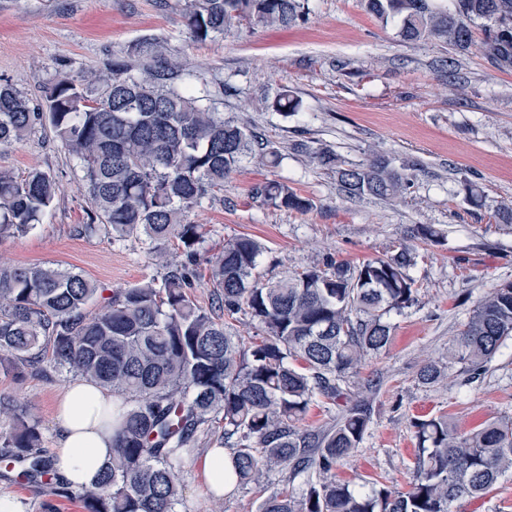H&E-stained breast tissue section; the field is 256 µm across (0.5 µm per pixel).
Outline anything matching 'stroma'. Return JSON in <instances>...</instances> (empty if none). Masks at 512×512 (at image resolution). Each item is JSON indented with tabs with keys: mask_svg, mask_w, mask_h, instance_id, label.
<instances>
[{
	"mask_svg": "<svg viewBox=\"0 0 512 512\" xmlns=\"http://www.w3.org/2000/svg\"><path fill=\"white\" fill-rule=\"evenodd\" d=\"M310 7L307 20L287 28L244 26L198 43L187 30L183 0H22L18 7L0 0V79L36 98L55 75L77 80L133 44L158 42L183 69L223 86L225 116L278 147L281 166L243 161L222 191L188 215L204 227L191 293L203 308L213 303L211 262L239 236L265 245L261 266L279 277L328 258L357 265L384 257L417 224L443 230L441 243L416 245L409 274L417 301L391 315L389 347L350 380L354 398L366 383L377 388L363 442L336 468L337 480L404 492L418 448L413 419L445 414L469 430L512 417V344L472 381L459 375L453 385L429 387L417 378L424 362L447 354L473 307L512 283V224L497 216L512 206V72L491 67L476 46L459 55L434 40H400L363 0H311ZM284 90L299 100L296 114L275 110ZM300 142L331 147L352 166L380 151L408 164L411 186L393 204L347 199L331 174L294 151ZM35 167L56 175L62 192L42 224L0 242L1 258L82 272L98 288L91 314L113 291L160 274L146 242L77 234L87 221L85 188L72 156L50 133L0 150V170L22 176ZM271 180L288 182L312 209L259 206L251 188ZM467 181L482 188L483 206L466 202ZM70 380L65 372L34 376L21 366H0V397L33 412L44 448L56 445L57 401ZM181 483L180 512H256L262 500L252 486L214 498L196 464L186 467ZM0 500L15 512H84L78 499L14 477H0Z\"/></svg>",
	"mask_w": 512,
	"mask_h": 512,
	"instance_id": "1",
	"label": "stroma"
}]
</instances>
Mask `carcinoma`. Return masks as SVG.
<instances>
[{
	"mask_svg": "<svg viewBox=\"0 0 512 512\" xmlns=\"http://www.w3.org/2000/svg\"><path fill=\"white\" fill-rule=\"evenodd\" d=\"M365 7L382 23H397L401 39H434L457 53L468 52L479 33L485 59L512 70V0H365ZM309 13V0H190L185 18L202 42L242 25L286 28ZM273 106L296 113L300 101L285 90ZM44 127L79 161L89 208L80 233L144 238L164 274L119 290L89 315L97 288L82 273L0 261V361L40 375L64 370L126 400L116 413L111 461L95 484L80 487L57 475L30 411L0 399V456L26 479H49L50 494L79 499L85 512H178V474L198 433L218 426L224 440H234L237 484L259 487L275 471L303 478L297 492L266 496L259 512H456V502L486 495L512 472L511 418L462 431L439 415L411 421L418 448L408 491L336 481V467L368 429V398L351 403L329 428L297 423L315 400L343 397L353 370L387 347L388 317L416 302L408 274L415 248L403 240L355 269L330 261L273 278L259 270L265 245L240 236L213 261V306H197L189 288L203 234L187 213L212 199L242 160L277 167L283 155L224 116L208 85L162 47L136 44L80 81L59 74L36 101L0 81V148ZM300 149L349 199L391 202L409 187L406 166L384 155L349 167L329 148ZM60 193L48 171H0V239L42 223ZM252 195L275 209L312 208L284 181L258 184ZM410 238L438 243L442 232L420 224ZM245 310L261 328L258 341L226 329L224 319ZM509 339L512 283L471 310L448 362L427 361L418 380L443 384L456 364L479 376Z\"/></svg>",
	"mask_w": 512,
	"mask_h": 512,
	"instance_id": "1",
	"label": "carcinoma"
}]
</instances>
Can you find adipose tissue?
I'll use <instances>...</instances> for the list:
<instances>
[{"label":"adipose tissue","instance_id":"1","mask_svg":"<svg viewBox=\"0 0 512 512\" xmlns=\"http://www.w3.org/2000/svg\"><path fill=\"white\" fill-rule=\"evenodd\" d=\"M120 400L84 380L71 381L57 404V470L75 485L94 483L110 460L116 423L109 417ZM202 476L216 496L232 492L237 475L230 452L211 448L201 459Z\"/></svg>","mask_w":512,"mask_h":512}]
</instances>
